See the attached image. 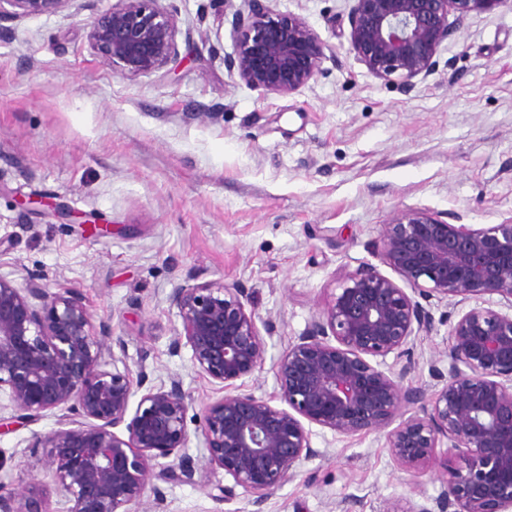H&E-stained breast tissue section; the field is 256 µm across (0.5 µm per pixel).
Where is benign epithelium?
<instances>
[{"mask_svg": "<svg viewBox=\"0 0 512 512\" xmlns=\"http://www.w3.org/2000/svg\"><path fill=\"white\" fill-rule=\"evenodd\" d=\"M71 0H0L3 21L55 14ZM507 0H355L349 12L350 50L378 77L424 75L452 33L449 15L491 13ZM234 24L246 29L236 59L241 79L264 93L289 94L319 72L325 46L298 18L254 21L260 0H248ZM177 22L161 0H116L94 8L91 51L113 72L147 74L178 60ZM71 224L81 219L50 197L26 200ZM382 263L408 285L375 269L345 274L307 330L288 342L273 372L276 394L263 399L246 380L263 371L267 342L252 296L234 283L198 282L188 274L171 305L182 329L174 350L186 346L196 370L223 395L198 414L208 465L234 486L215 485V499L232 503L234 487L250 496L252 512L317 454L310 426L351 437L385 433L400 470L438 464L447 480L433 506L393 500L383 512H512V222L475 228L425 212L383 225ZM506 299L507 310L484 296ZM474 302L452 325L448 370L430 364L441 387L404 384L415 368L410 345L434 330L431 299ZM109 322L96 326L81 294L54 291L39 276L18 283L0 275V394L18 419L37 421L56 410L58 428L32 435L46 448L45 469L64 502L62 512H167L163 484L192 483L196 468L182 454L192 406L175 376L147 385L145 366L106 369ZM395 362L386 364L388 355ZM447 444V456L437 448ZM47 491L19 494L0 481V512H49Z\"/></svg>", "mask_w": 512, "mask_h": 512, "instance_id": "1", "label": "benign epithelium"}]
</instances>
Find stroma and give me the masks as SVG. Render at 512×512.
Wrapping results in <instances>:
<instances>
[{"mask_svg":"<svg viewBox=\"0 0 512 512\" xmlns=\"http://www.w3.org/2000/svg\"><path fill=\"white\" fill-rule=\"evenodd\" d=\"M177 19L178 62L139 75L103 66L87 43L92 15L70 0L30 16L0 40V274H34L83 294L125 342L117 367L145 365L153 382L178 377L194 408L221 397L189 348L172 352L180 320L168 295L188 272L249 288L269 336V366L251 393L277 392L271 369L330 299L336 278L383 264L377 241L393 217L422 211L452 224L512 221V5L468 16L428 75L380 78L350 51L354 0H264L269 16L300 18L327 46L318 74L289 94L251 88L229 69L244 0H162ZM55 197L122 233L92 236L22 211V196ZM435 330L413 347V385L433 389L430 362L448 366L459 310L432 309ZM55 415L0 434V477L18 493L47 483L33 433ZM185 456L202 469L169 484L168 512H224L202 436ZM318 454L274 493L265 512H382L386 501L427 504L440 467L409 474L384 433L343 437L312 426Z\"/></svg>","mask_w":512,"mask_h":512,"instance_id":"35a3bbf8","label":"stroma"}]
</instances>
